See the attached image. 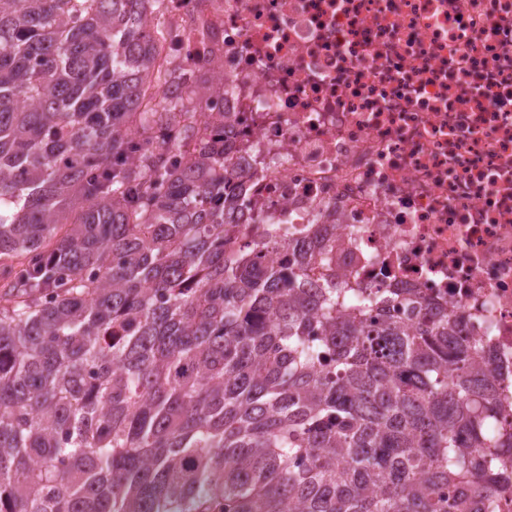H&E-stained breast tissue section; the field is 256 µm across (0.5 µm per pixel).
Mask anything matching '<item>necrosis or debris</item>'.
Segmentation results:
<instances>
[{
    "label": "necrosis or debris",
    "instance_id": "obj_1",
    "mask_svg": "<svg viewBox=\"0 0 512 512\" xmlns=\"http://www.w3.org/2000/svg\"><path fill=\"white\" fill-rule=\"evenodd\" d=\"M163 54L224 63L237 232L281 264L335 244L336 282L463 315L512 415V0H165Z\"/></svg>",
    "mask_w": 512,
    "mask_h": 512
}]
</instances>
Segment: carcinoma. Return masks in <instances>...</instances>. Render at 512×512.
Returning <instances> with one entry per match:
<instances>
[{
    "mask_svg": "<svg viewBox=\"0 0 512 512\" xmlns=\"http://www.w3.org/2000/svg\"><path fill=\"white\" fill-rule=\"evenodd\" d=\"M163 2L0 0V512H481L483 343L224 233V152L172 151L220 80L155 71Z\"/></svg>",
    "mask_w": 512,
    "mask_h": 512,
    "instance_id": "carcinoma-1",
    "label": "carcinoma"
}]
</instances>
